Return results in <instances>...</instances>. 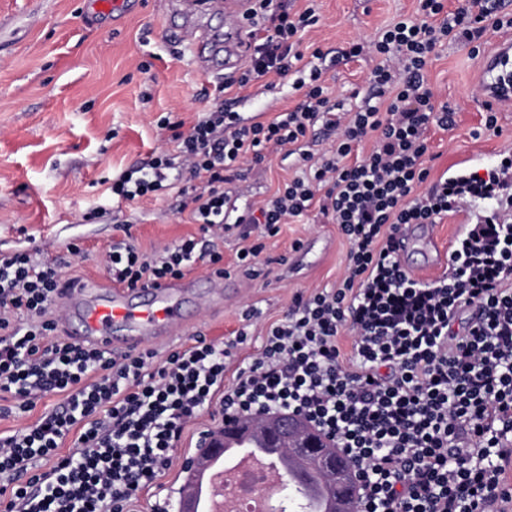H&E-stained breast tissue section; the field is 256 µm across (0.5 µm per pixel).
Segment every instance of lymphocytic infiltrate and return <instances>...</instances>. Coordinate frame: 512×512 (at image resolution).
Listing matches in <instances>:
<instances>
[{"label": "lymphocytic infiltrate", "mask_w": 512, "mask_h": 512, "mask_svg": "<svg viewBox=\"0 0 512 512\" xmlns=\"http://www.w3.org/2000/svg\"><path fill=\"white\" fill-rule=\"evenodd\" d=\"M316 22L314 8L294 13L285 0H254L245 72L215 85L192 126L162 117L176 153H158L109 186L119 204L177 189L201 238L153 254L124 239L101 262L109 279L130 287L181 277L196 263L217 273L233 223L257 222L272 234L315 207L350 244L341 286L297 297L228 384L227 361L246 332L225 344L197 337L162 365L151 349L117 356L50 341L58 264L40 249L1 250L0 392L23 413L50 392L66 399L27 432L0 437V512H126L171 465L184 426L217 396L223 415L285 411L324 432L356 467L359 512H485L500 498L512 457V157L482 174L430 180L429 127H453L456 108L439 100L426 68L450 42L479 53L485 30L511 29L512 13L504 0H459L451 11L444 0H420L416 13L373 41L344 49L347 58L378 60L354 109L333 100L322 70L303 61L297 35ZM271 73L294 75L302 104L270 122L245 118L226 92ZM319 122L336 137L315 159L301 145ZM370 136L372 150L352 160ZM289 146L308 162L305 176L260 212L239 213L232 183L241 165ZM472 209L476 222L457 237L447 277L412 278L394 254L397 236ZM473 308L479 319L452 332L453 320ZM344 330L354 335L350 373L336 346ZM69 437L75 452L58 456ZM41 459L51 468L33 472Z\"/></svg>", "instance_id": "1"}]
</instances>
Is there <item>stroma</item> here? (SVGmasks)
Listing matches in <instances>:
<instances>
[{
    "mask_svg": "<svg viewBox=\"0 0 512 512\" xmlns=\"http://www.w3.org/2000/svg\"><path fill=\"white\" fill-rule=\"evenodd\" d=\"M417 7L418 0H317L318 21L303 34L302 49L322 50L318 65L337 101L358 106L357 93L376 65L370 55L345 59L342 50L373 40ZM182 23L169 0H141L136 14L117 18L93 16L92 0H0V249H31L48 240V259L68 261L64 277L103 279L100 256L124 234L146 253L198 235L189 215L176 211L172 194L122 206L114 223L81 220L91 209L111 206L105 177L152 152L174 151L168 132L157 126L161 117L172 112L189 125L209 108L201 91L212 88L213 76L198 68L188 42L171 36ZM502 37V31L487 29L479 54L451 42L429 63L440 100L461 106L453 129H430L432 177L452 171L462 155H475V168L486 169L512 149V109L499 113V133L486 131L483 99L476 94L485 60ZM300 100L286 77L271 91L252 84L238 110L264 122ZM299 174L293 159L275 153L263 163L244 164L237 187L257 209ZM73 240L81 255L68 254ZM259 242L264 248L251 276L238 254ZM349 249L338 225L320 223L312 211L288 218L274 236L264 235L259 224L233 228L223 244L230 294L213 310L188 304V335L154 342L157 362L192 345L196 334L225 343L242 330L248 341L234 350L224 374L232 383L298 295L340 285ZM249 309L254 318H246ZM219 411L212 404L184 427L171 466L137 493L131 512H173L183 465L197 453L200 432L220 425Z\"/></svg>",
    "mask_w": 512,
    "mask_h": 512,
    "instance_id": "obj_1",
    "label": "stroma"
}]
</instances>
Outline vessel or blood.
I'll return each instance as SVG.
<instances>
[{
  "label": "vessel or blood",
  "mask_w": 512,
  "mask_h": 512,
  "mask_svg": "<svg viewBox=\"0 0 512 512\" xmlns=\"http://www.w3.org/2000/svg\"><path fill=\"white\" fill-rule=\"evenodd\" d=\"M251 0H224V41L214 43L202 31L190 38L199 54L200 68L211 73L208 54H223L225 69H235L248 52L245 20ZM483 93L491 101L512 102V40L501 41L484 67ZM186 293L185 279L148 282L135 288L108 287L97 280L68 283L58 296L64 308L58 320L62 329H74V339L98 347L125 352L137 351L148 343L173 335L181 327L178 302ZM259 442L229 439L223 454L208 461L199 478L197 512H210L215 496L214 476L231 460H244L261 452ZM295 500L305 502L312 512H355L348 503L321 487L306 486L293 491Z\"/></svg>",
  "instance_id": "obj_1"
}]
</instances>
